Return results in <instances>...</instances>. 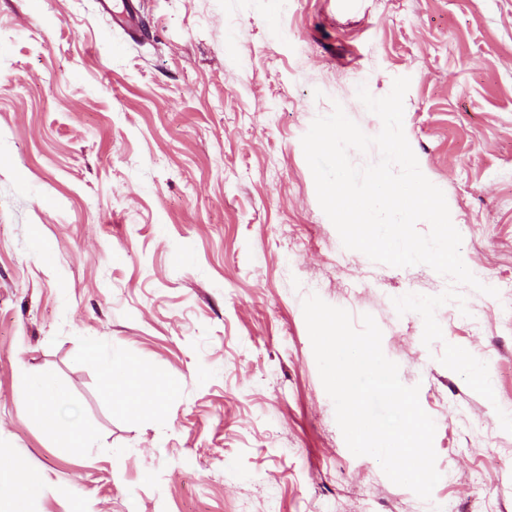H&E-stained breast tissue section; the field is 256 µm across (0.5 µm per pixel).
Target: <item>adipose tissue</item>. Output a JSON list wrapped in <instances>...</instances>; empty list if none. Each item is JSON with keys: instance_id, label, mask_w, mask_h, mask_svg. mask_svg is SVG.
<instances>
[{"instance_id": "obj_1", "label": "adipose tissue", "mask_w": 512, "mask_h": 512, "mask_svg": "<svg viewBox=\"0 0 512 512\" xmlns=\"http://www.w3.org/2000/svg\"><path fill=\"white\" fill-rule=\"evenodd\" d=\"M85 362L93 365L105 392L125 387L132 379L126 359L107 353L102 340L85 338L81 352ZM27 398L37 423L67 451L87 450L90 439L86 433L65 428L57 416L49 415V406L66 400L53 375L42 372L31 376L25 386ZM43 489V476L22 462L0 458V507L5 512H30V505Z\"/></svg>"}]
</instances>
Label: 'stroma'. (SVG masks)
I'll use <instances>...</instances> for the list:
<instances>
[{"label":"stroma","mask_w":512,"mask_h":512,"mask_svg":"<svg viewBox=\"0 0 512 512\" xmlns=\"http://www.w3.org/2000/svg\"><path fill=\"white\" fill-rule=\"evenodd\" d=\"M132 36L97 0H0V456L45 479L31 512H512V0H137ZM410 80L403 130L444 193L461 287L422 342L394 297L438 295L429 266L343 247L302 136ZM372 315L434 420L430 500L354 455L302 310ZM161 383L130 415L80 361L85 337ZM485 361L494 400L439 358ZM53 370L78 457L33 420ZM124 451L114 470L113 449Z\"/></svg>","instance_id":"stroma-1"}]
</instances>
